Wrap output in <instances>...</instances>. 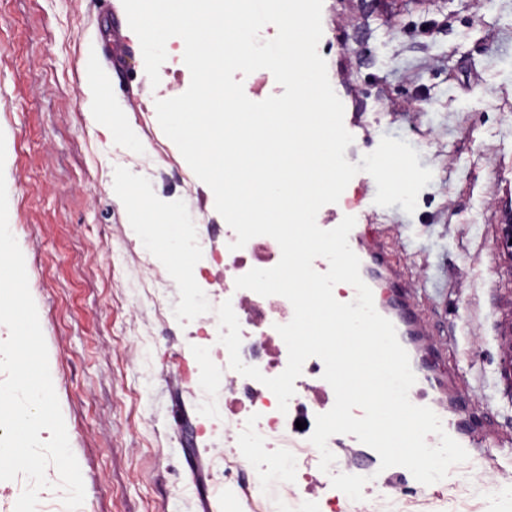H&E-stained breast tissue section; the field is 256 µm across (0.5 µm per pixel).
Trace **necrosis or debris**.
Returning <instances> with one entry per match:
<instances>
[{
  "mask_svg": "<svg viewBox=\"0 0 512 512\" xmlns=\"http://www.w3.org/2000/svg\"><path fill=\"white\" fill-rule=\"evenodd\" d=\"M235 239L229 227L222 237L210 234L198 239L203 256L194 277L201 288L210 290L213 309L194 319L190 340L208 376L192 382L187 371L176 370L168 373V381L178 389L192 384L204 424L223 436V444L208 451L216 474L234 467L238 487L246 495L258 487L269 489L265 512H330L336 504L335 490L324 485L307 486L302 493L297 490L300 477L318 467L320 453L306 433L295 430L296 421L309 423L318 415L329 400L330 385L296 388L287 412H280L272 391L229 368L228 352L218 341L215 308L228 300L241 326L243 362L268 377L279 375L287 366L282 359L287 346L276 327L292 319L291 303L279 295L264 297L235 287L236 278L249 270L275 266L280 247L273 238L258 236L236 250Z\"/></svg>",
  "mask_w": 512,
  "mask_h": 512,
  "instance_id": "1",
  "label": "necrosis or debris"
}]
</instances>
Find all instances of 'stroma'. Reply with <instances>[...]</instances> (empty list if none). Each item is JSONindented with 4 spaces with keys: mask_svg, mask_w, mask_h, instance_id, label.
I'll use <instances>...</instances> for the list:
<instances>
[{
    "mask_svg": "<svg viewBox=\"0 0 512 512\" xmlns=\"http://www.w3.org/2000/svg\"><path fill=\"white\" fill-rule=\"evenodd\" d=\"M122 0H0V131L6 140L9 228L25 257L49 368L84 486L83 512H253L232 480L210 478L189 391L167 372L192 368L188 329L155 314L130 271L146 249L112 191L115 167L147 177L163 201H184L193 221L223 232L211 189L164 134L155 102L186 91L190 72L166 45L151 85ZM318 50L353 135L359 162L382 136L405 140L433 179L414 214L375 205L358 173L321 224L347 215L393 228L391 254L415 283L431 365L449 375L482 437L485 512L512 475V385L500 336L512 313V262L500 226L512 212V0H323ZM96 76L104 109L125 115L111 135L86 109ZM145 309L144 320L130 310ZM144 339L150 361L127 360ZM375 483L414 512H463L465 486L419 483L405 470Z\"/></svg>",
    "mask_w": 512,
    "mask_h": 512,
    "instance_id": "35a3bbf8",
    "label": "stroma"
}]
</instances>
